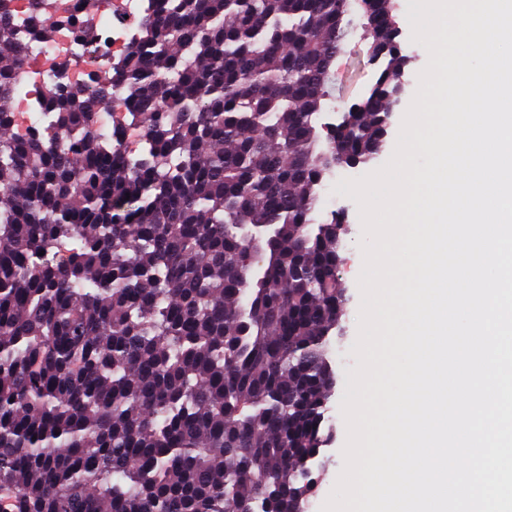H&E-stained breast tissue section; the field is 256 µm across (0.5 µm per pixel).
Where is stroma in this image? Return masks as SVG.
<instances>
[{
  "instance_id": "obj_1",
  "label": "stroma",
  "mask_w": 512,
  "mask_h": 512,
  "mask_svg": "<svg viewBox=\"0 0 512 512\" xmlns=\"http://www.w3.org/2000/svg\"><path fill=\"white\" fill-rule=\"evenodd\" d=\"M395 3L400 26L405 35L402 47L405 54L410 56L411 62L403 75L405 91L400 103L394 109L386 144L376 160L377 165L380 166L390 159L395 150L402 119L418 87V75L428 62L426 49L413 42L409 36L411 26L407 19V0H395ZM369 48L370 43L362 26L353 25L333 64L330 96L321 115L322 122H337L340 112L362 99L369 92L378 72L377 65L370 60ZM364 173L365 170L361 167L342 168L335 171L333 178L327 179L324 183L317 211V219L321 222L330 220L334 213H343L350 226V232L343 241V262L340 270V276L349 289L350 301L342 322L343 334L339 337H332L329 346L328 356L336 374L335 392L329 401L328 410L333 435L330 443L322 450L326 459L325 466H318L314 469L318 478V486L315 495L310 500L308 512H321V508L344 465L342 450L347 440V428L340 411V402L345 391V371L357 364L356 358L350 355L349 350L358 335V316L361 303L358 278L363 267V255L359 242L363 229L356 203L348 197L334 193L333 186L337 180L359 177Z\"/></svg>"
}]
</instances>
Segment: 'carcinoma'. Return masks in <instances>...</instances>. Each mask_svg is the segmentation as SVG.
Returning a JSON list of instances; mask_svg holds the SVG:
<instances>
[{"label":"carcinoma","instance_id":"obj_1","mask_svg":"<svg viewBox=\"0 0 512 512\" xmlns=\"http://www.w3.org/2000/svg\"><path fill=\"white\" fill-rule=\"evenodd\" d=\"M108 78L58 83L14 131L24 40L0 14V492L13 512H296L313 494L343 314L327 165L370 163L407 64L359 0L370 94L321 136L350 0H151ZM129 90L139 155L98 136ZM129 98V92L123 85H114L109 87L107 101L97 109L96 127L101 134L112 136V130L121 129L124 122L121 113H112V102L125 103ZM20 105V110H17L15 114V124L17 130L20 132H27L31 129H36L41 125L42 114L37 107L29 106L26 103L19 102V99L14 98L10 107L15 111Z\"/></svg>","mask_w":512,"mask_h":512}]
</instances>
